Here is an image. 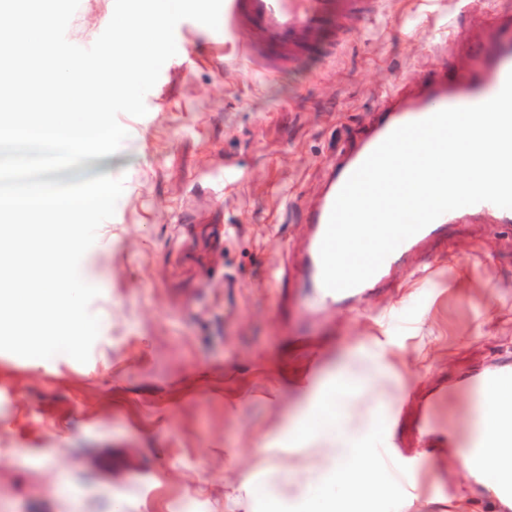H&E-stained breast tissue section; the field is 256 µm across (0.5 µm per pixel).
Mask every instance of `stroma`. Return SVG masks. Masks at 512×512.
Returning <instances> with one entry per match:
<instances>
[{
  "label": "stroma",
  "mask_w": 512,
  "mask_h": 512,
  "mask_svg": "<svg viewBox=\"0 0 512 512\" xmlns=\"http://www.w3.org/2000/svg\"><path fill=\"white\" fill-rule=\"evenodd\" d=\"M511 5L385 0L382 17L353 23L338 57L273 77L245 64V33L181 21L175 38L190 51L164 64L145 116L120 115V152L54 175H120L124 192L80 264L100 290L89 361L0 352V512H257L243 479L278 473L287 489L284 474L312 457L291 449L289 428L339 367L376 354L402 392L384 436L399 512H494L486 485L448 451L413 447L412 434L438 379L512 359V224L448 225L313 323L312 357L292 340L269 273L300 245L306 204L373 108ZM113 8L80 0L68 40L92 45ZM433 21L454 38L432 35Z\"/></svg>",
  "instance_id": "35a3bbf8"
}]
</instances>
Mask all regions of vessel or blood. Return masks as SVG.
<instances>
[{
  "label": "vessel or blood",
  "instance_id": "b4317fda",
  "mask_svg": "<svg viewBox=\"0 0 512 512\" xmlns=\"http://www.w3.org/2000/svg\"><path fill=\"white\" fill-rule=\"evenodd\" d=\"M382 9L383 0H223L222 4L225 32L243 31L248 35L243 49L246 64L270 76L293 67L321 47L337 51L347 43L353 22L376 20ZM481 29V34L464 40V62L431 68L414 83L388 96L375 107L374 122L338 155L324 191L307 208L308 235L298 268L304 316L320 315L329 306L349 303L363 289L357 286L334 292L322 284L320 244L335 198L350 175L397 127L442 109L485 102L500 91L512 72V11L488 14ZM473 214L489 215L498 224L512 223V209L489 202L447 212L402 242L365 287L383 282L414 246L438 238L446 225ZM452 387L475 394L490 389L511 390L512 361L464 374L451 384L440 382L419 413L415 433L418 447L455 445L454 435L437 430L434 420L439 398ZM503 440L512 441V426L481 429L467 442L463 452L472 469L482 470L487 448Z\"/></svg>",
  "mask_w": 512,
  "mask_h": 512
}]
</instances>
